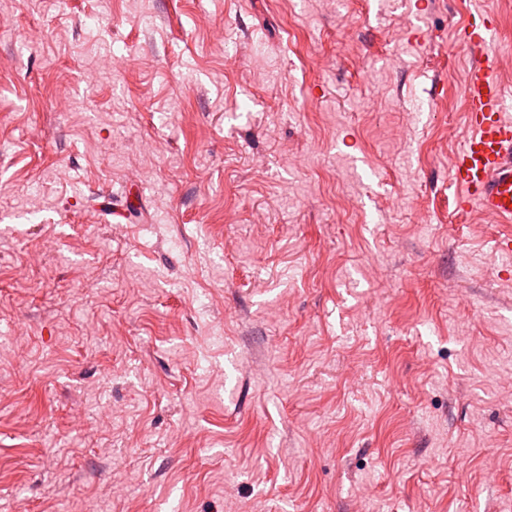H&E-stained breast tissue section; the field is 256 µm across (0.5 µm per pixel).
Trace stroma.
<instances>
[{
  "label": "stroma",
  "instance_id": "stroma-1",
  "mask_svg": "<svg viewBox=\"0 0 512 512\" xmlns=\"http://www.w3.org/2000/svg\"><path fill=\"white\" fill-rule=\"evenodd\" d=\"M486 10L0 0V512H512ZM462 31L463 44L481 59L464 88L470 134L454 156L450 177L456 207L476 208L496 223H512V120L504 117L505 89L489 59L497 22L486 12Z\"/></svg>",
  "mask_w": 512,
  "mask_h": 512
}]
</instances>
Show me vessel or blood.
Wrapping results in <instances>:
<instances>
[{"label": "vessel or blood", "instance_id": "b4317fda", "mask_svg": "<svg viewBox=\"0 0 512 512\" xmlns=\"http://www.w3.org/2000/svg\"><path fill=\"white\" fill-rule=\"evenodd\" d=\"M497 23L481 14L462 31L463 44L479 54L464 88L469 135L454 156L450 177L458 209H477L500 224L512 223V120L505 118V89L488 51Z\"/></svg>", "mask_w": 512, "mask_h": 512}]
</instances>
